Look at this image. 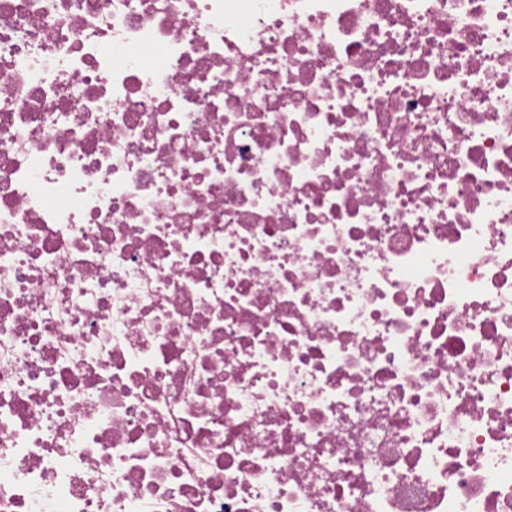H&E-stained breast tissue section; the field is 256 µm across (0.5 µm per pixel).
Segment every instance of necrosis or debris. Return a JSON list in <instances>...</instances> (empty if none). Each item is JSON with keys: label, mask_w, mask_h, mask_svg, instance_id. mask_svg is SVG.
<instances>
[{"label": "necrosis or debris", "mask_w": 512, "mask_h": 512, "mask_svg": "<svg viewBox=\"0 0 512 512\" xmlns=\"http://www.w3.org/2000/svg\"><path fill=\"white\" fill-rule=\"evenodd\" d=\"M0 512H512V0H0Z\"/></svg>", "instance_id": "1"}]
</instances>
